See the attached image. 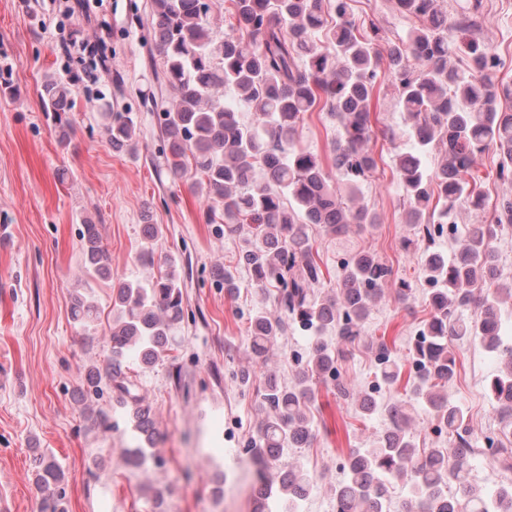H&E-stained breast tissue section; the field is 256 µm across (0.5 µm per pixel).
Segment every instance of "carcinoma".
Listing matches in <instances>:
<instances>
[{
	"instance_id": "1",
	"label": "carcinoma",
	"mask_w": 512,
	"mask_h": 512,
	"mask_svg": "<svg viewBox=\"0 0 512 512\" xmlns=\"http://www.w3.org/2000/svg\"><path fill=\"white\" fill-rule=\"evenodd\" d=\"M232 18L247 37L215 40L207 0H151L154 51L163 59L161 82L172 92L160 112L167 142L165 173L174 182L192 174L189 189L206 202V223L224 224L234 235L243 224L253 225L239 262L260 288H278V317L257 311L250 319L252 354L265 364L274 336L299 324L311 336L307 368L296 383L283 387L268 377L261 395L264 418L250 442L269 462L260 478L256 512H270L266 501L271 487L296 502L311 489V478L300 465L275 466L286 448H306L314 438L305 413L315 400L317 386L334 377L336 395L350 398L348 384L336 377V361L343 350L325 338L353 343L372 305L391 280L392 269L370 253H355L342 262L339 292L319 298L314 288L321 269L313 257L307 226L318 224L341 236L351 225L378 223L360 202V185L376 168L368 148L375 135L371 124L373 92L381 65L391 75L397 102L409 127L390 131L395 141L412 138L419 152L398 155L397 174L409 199V223L424 246L422 257L432 277L431 318L412 351L417 374L413 394L424 399L448 429L452 444L434 448L421 459L406 438L407 418L401 407L389 409L391 428L375 448L352 451L348 479L336 484L337 512H389L388 483L404 476L411 480L406 512H512V484L488 497L470 482V461L476 454L468 418L440 386L455 375L456 359L448 343L476 338L503 365L488 384L505 427L512 428V346L500 335L498 291L489 288L498 278V236L512 231V196L504 195L491 221L473 224L456 244L451 258L431 250L442 225L451 221L457 206L474 208L482 199L469 182L479 156L490 149L502 162L499 179L512 182V84L488 76L494 66L489 47L476 36L479 21L471 9L447 24L441 0H396L400 12L417 19L407 40L391 43L386 54L376 48L379 28L359 27L349 16L347 0H232ZM325 31L319 44L315 34ZM466 39L469 64L448 66L451 54L448 31ZM236 105L224 102V92ZM46 111L57 123L72 109L71 87L55 78L44 81L41 93ZM255 112L243 121L241 108ZM327 111L336 119L332 169L348 189L343 195L318 156L300 147L298 131L305 113ZM105 130L112 148L136 152L138 121L134 112L105 113ZM445 147L436 168L424 171L422 156L433 145ZM443 203L439 221L426 215L433 202ZM84 261L81 274L109 275L97 225L83 224ZM168 272L147 283L123 282L113 289L114 305L121 310L112 324V358L105 369L84 373L89 396L103 395L108 386L136 406L133 430L154 445L155 429L149 407L134 393L125 366L132 352L144 365L162 360L184 320L183 283L177 260L166 259ZM470 317H464V313ZM73 321L88 328L97 318L95 303L82 296L71 306ZM368 350L381 365L382 379L398 380L387 344L370 340ZM489 454L512 471V448L490 439ZM64 472L55 458L40 453L34 458L33 484L40 512H68L62 487Z\"/></svg>"
}]
</instances>
